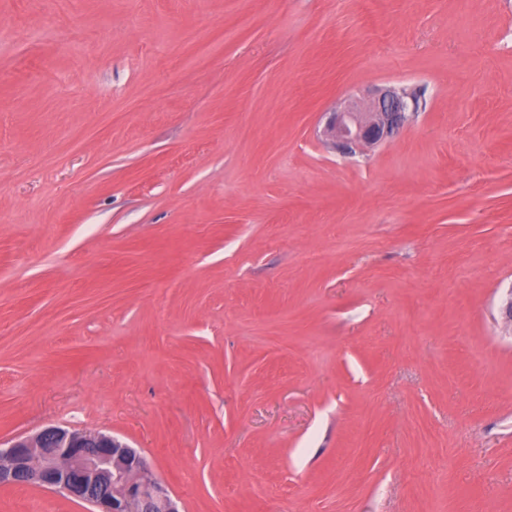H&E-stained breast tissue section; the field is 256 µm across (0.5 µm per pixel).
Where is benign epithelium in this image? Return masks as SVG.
I'll return each mask as SVG.
<instances>
[{
	"label": "benign epithelium",
	"mask_w": 512,
	"mask_h": 512,
	"mask_svg": "<svg viewBox=\"0 0 512 512\" xmlns=\"http://www.w3.org/2000/svg\"><path fill=\"white\" fill-rule=\"evenodd\" d=\"M414 99L386 89L332 113L331 145L352 154L390 138L407 121ZM23 484L59 491L96 512H180L169 487L140 452L121 439L48 426L0 448V485Z\"/></svg>",
	"instance_id": "1"
}]
</instances>
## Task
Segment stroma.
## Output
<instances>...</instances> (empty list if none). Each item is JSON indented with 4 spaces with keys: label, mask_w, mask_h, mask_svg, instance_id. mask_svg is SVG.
<instances>
[{
    "label": "stroma",
    "mask_w": 512,
    "mask_h": 512,
    "mask_svg": "<svg viewBox=\"0 0 512 512\" xmlns=\"http://www.w3.org/2000/svg\"><path fill=\"white\" fill-rule=\"evenodd\" d=\"M511 288L512 0H0V441L116 436L181 512H512ZM414 99L403 90L386 89L333 112L326 128L331 145L342 154H352L390 138L407 121Z\"/></svg>",
    "instance_id": "1"
}]
</instances>
